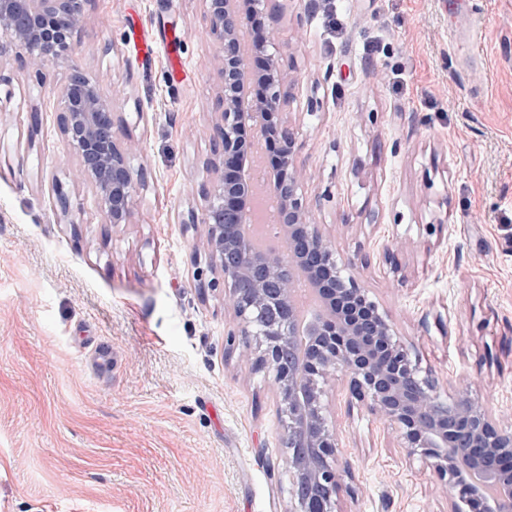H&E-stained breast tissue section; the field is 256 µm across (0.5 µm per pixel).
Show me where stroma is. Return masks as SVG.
I'll use <instances>...</instances> for the list:
<instances>
[{
	"instance_id": "stroma-1",
	"label": "stroma",
	"mask_w": 512,
	"mask_h": 512,
	"mask_svg": "<svg viewBox=\"0 0 512 512\" xmlns=\"http://www.w3.org/2000/svg\"><path fill=\"white\" fill-rule=\"evenodd\" d=\"M478 2L269 0L261 18L313 223L441 395L468 388L512 425V0ZM205 28L202 0L87 8L70 60L116 95L145 174L118 227L71 178L65 67L40 85L0 58V512H286L271 378L226 355L224 294L197 280L204 228L182 223L218 110ZM328 393L353 475L340 512H448L395 431Z\"/></svg>"
}]
</instances>
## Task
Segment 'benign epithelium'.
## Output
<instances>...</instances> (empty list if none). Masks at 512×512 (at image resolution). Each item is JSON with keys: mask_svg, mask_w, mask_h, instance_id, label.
<instances>
[{"mask_svg": "<svg viewBox=\"0 0 512 512\" xmlns=\"http://www.w3.org/2000/svg\"><path fill=\"white\" fill-rule=\"evenodd\" d=\"M91 0H0V57L17 53L36 83L65 64L85 22ZM206 34L219 45L220 77L211 157L206 176L188 192L203 201L184 224L205 227L209 288H224L230 307L227 351L235 337L251 336L255 364L271 374L282 418L280 440L291 491L287 512H338L351 474L336 468L338 433L329 414L327 386L346 388L348 407H363L396 431L409 459L428 462L458 512H512V431L466 389L451 399L438 381L396 339L386 311L371 300L353 275L336 262L329 239L311 223L296 166L298 143L284 124L270 127L268 115L284 100L275 55L277 30L261 41H242L246 16L266 0H203ZM268 53L260 77L262 95H251L248 58ZM59 132L77 159L75 177L95 194L106 223H130L143 173L130 164L113 120L114 100L78 67L69 68L55 89ZM57 214L67 224L70 200L56 187ZM276 202L282 226L278 247L254 248L245 224H262V199ZM321 298L299 327L291 300L298 283Z\"/></svg>", "mask_w": 512, "mask_h": 512, "instance_id": "7a95c632", "label": "benign epithelium"}]
</instances>
